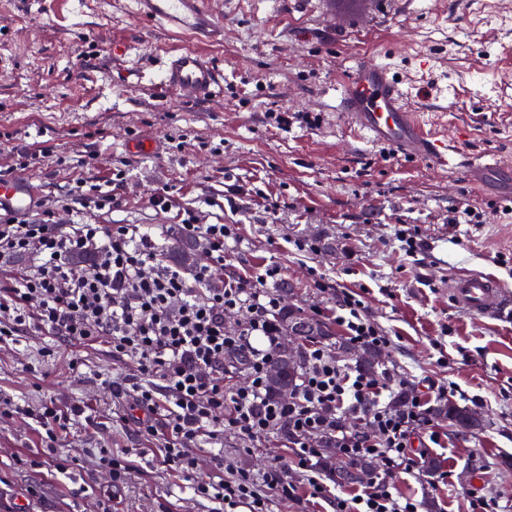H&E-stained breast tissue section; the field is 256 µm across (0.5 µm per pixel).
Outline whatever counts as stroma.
Wrapping results in <instances>:
<instances>
[{
    "label": "stroma",
    "instance_id": "stroma-1",
    "mask_svg": "<svg viewBox=\"0 0 512 512\" xmlns=\"http://www.w3.org/2000/svg\"><path fill=\"white\" fill-rule=\"evenodd\" d=\"M224 22L222 43L205 54L224 71L216 101L182 100L155 85V56L188 49L136 18L129 0H0V168L10 149L38 143L52 157L25 174L54 203L74 179L105 185L110 168L128 165L111 213L99 224H144L172 244L178 212L201 224H234L239 240L225 274L280 266L289 302L303 315L334 322L342 295L361 294L365 312L387 336L393 390L437 406L434 384L450 402L481 412L487 426L466 433L443 417L414 434L415 465L398 473L393 493L435 502L438 512H468V493L512 512V313L470 315L448 299V277L479 270L512 290V192L487 174L483 192L419 160L397 156L351 128L338 110L336 84L355 57L386 58L432 132L463 156L512 163V0H210ZM130 55L109 62L112 42ZM303 122L284 128L272 111ZM151 141L134 153L128 141ZM97 159L89 166L78 160ZM168 190L173 207L153 206ZM483 212L470 223L465 211ZM405 228L421 247L406 254ZM317 244L298 251L295 240ZM331 290H321V282ZM46 337L0 345V398L38 407L84 402L94 420H77L62 450L81 449L73 477L51 478L15 456L35 455L41 437L23 416L0 418V500L36 490L32 512H102L111 479L99 449L132 445L112 423L102 374L120 372L103 348L67 347L42 356ZM81 367L71 370L70 358ZM284 453L271 440L249 446L224 433V460L258 473ZM441 460L436 478L423 470ZM121 512H207L184 482L138 464L120 491Z\"/></svg>",
    "mask_w": 512,
    "mask_h": 512
}]
</instances>
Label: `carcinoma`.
Wrapping results in <instances>:
<instances>
[{"mask_svg": "<svg viewBox=\"0 0 512 512\" xmlns=\"http://www.w3.org/2000/svg\"><path fill=\"white\" fill-rule=\"evenodd\" d=\"M291 319L303 324V340L311 343L327 344L334 356L354 359L356 367L361 372L374 376L378 373L379 368L383 366L382 349L348 343L336 337V332L328 323L320 320L309 322L301 317V313L296 309H289L279 317L281 334H288V321ZM272 366L281 371L283 383L293 389L296 386V381L302 376L306 363L298 361V354L290 355L287 351L281 349ZM432 412L445 416L452 424L465 432L480 431L486 425V420L483 417L472 415L471 408L466 406L448 403L436 406L432 409ZM371 464V457L367 455L347 457L335 448L320 449V469L338 485H356L357 481L352 478V471L366 470Z\"/></svg>", "mask_w": 512, "mask_h": 512, "instance_id": "1", "label": "carcinoma"}]
</instances>
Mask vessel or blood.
<instances>
[{
	"instance_id": "b4317fda",
	"label": "vessel or blood",
	"mask_w": 512,
	"mask_h": 512,
	"mask_svg": "<svg viewBox=\"0 0 512 512\" xmlns=\"http://www.w3.org/2000/svg\"><path fill=\"white\" fill-rule=\"evenodd\" d=\"M137 17L172 36L190 35L219 43L224 23L216 18L208 0H136ZM156 67L159 87L188 100L212 99L224 80L223 70L200 51L186 50L160 57ZM339 107L347 122L373 143L393 147L395 154L421 160L435 167H448L453 155L447 139L426 133L418 112L408 104V94L387 67L358 59L338 86ZM474 183L495 172L512 178V166L488 163L480 157L465 160ZM40 192L26 177H0V211L17 215L32 211ZM451 302L468 314L496 317L512 309V295L503 281L489 273L455 275L448 284Z\"/></svg>"
}]
</instances>
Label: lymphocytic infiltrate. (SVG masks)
<instances>
[{
  "instance_id": "obj_1",
  "label": "lymphocytic infiltrate",
  "mask_w": 512,
  "mask_h": 512,
  "mask_svg": "<svg viewBox=\"0 0 512 512\" xmlns=\"http://www.w3.org/2000/svg\"><path fill=\"white\" fill-rule=\"evenodd\" d=\"M111 192L80 179L63 201L76 223L60 224L54 208L34 213H0V259L33 257V265L0 276V342L34 332L49 339L47 357L64 344L106 346L124 371L104 379L116 406L113 424L129 429L135 445L118 451L102 448L98 464L120 489L135 460L156 463L170 476L188 482L209 512H273L278 500L298 501L288 480V459L280 456L261 473L225 464L219 447L225 430L258 443L277 439L297 451L311 498L332 512H419L416 500L394 496L393 480L414 464L411 436L431 423V411L413 396L399 408L384 403L386 384L339 365L325 348L307 355L308 368L292 398L269 394L265 370L280 340L275 288L284 272L271 265L252 275L224 273V254L239 240L232 224H200L186 210L185 229L201 238L210 261L185 270L170 264L165 244L137 224H96L91 211L111 210ZM90 256L88 272L74 271L69 256ZM223 287H214L217 277ZM338 323L361 346H389L391 340L365 313L357 294L339 302ZM249 318L237 331L224 325L226 312ZM246 372L249 382L234 379ZM87 406L54 402L33 409L7 400L0 415L34 421L46 455L66 435ZM367 421L372 433L345 429L343 415ZM343 455L370 454L386 466L379 479L361 490L339 495L319 476L320 440ZM209 446L207 458L198 451ZM205 479H197L200 464Z\"/></svg>"
}]
</instances>
